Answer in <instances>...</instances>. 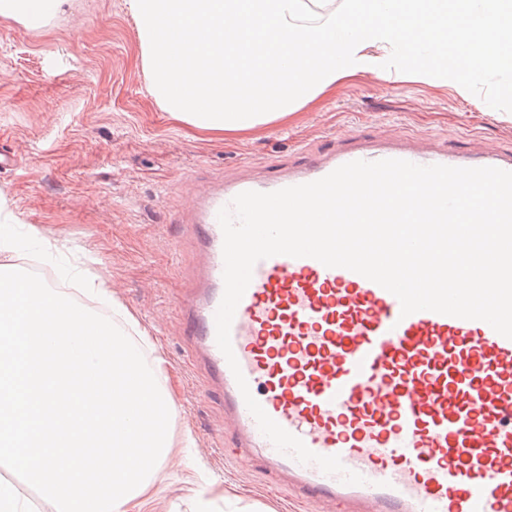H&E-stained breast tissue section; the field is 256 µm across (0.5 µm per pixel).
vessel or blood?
I'll list each match as a JSON object with an SVG mask.
<instances>
[{
  "label": "vessel or blood",
  "instance_id": "b4317fda",
  "mask_svg": "<svg viewBox=\"0 0 512 512\" xmlns=\"http://www.w3.org/2000/svg\"><path fill=\"white\" fill-rule=\"evenodd\" d=\"M497 167L512 154L455 152L423 137L352 138L271 180L240 179L208 193L196 219L193 298L185 326L221 393L242 448L316 504L342 512H512V339L481 320L399 300L362 275L311 257L275 255L253 268L231 325L251 394L314 453L339 456L351 485L278 451L261 433L216 342L224 293L219 211L245 191L273 192L356 161Z\"/></svg>",
  "mask_w": 512,
  "mask_h": 512
}]
</instances>
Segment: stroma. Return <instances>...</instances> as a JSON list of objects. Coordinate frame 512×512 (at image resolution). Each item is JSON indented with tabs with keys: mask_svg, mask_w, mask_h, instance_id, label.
<instances>
[{
	"mask_svg": "<svg viewBox=\"0 0 512 512\" xmlns=\"http://www.w3.org/2000/svg\"><path fill=\"white\" fill-rule=\"evenodd\" d=\"M127 0H71L44 29L0 17V201L20 224L39 225L65 249L53 261L22 252L14 264L59 270L87 251L97 273L165 360L177 406L170 465L142 512H194L193 489L215 512H317L235 445L224 409L193 361L181 305L195 265L196 233L182 223L196 186L250 173L263 179L304 163L330 141L423 136L460 150L512 153V112L461 96L451 80L385 78L367 70L327 89L288 118L248 133L194 134L146 93ZM192 435L194 448L183 446Z\"/></svg>",
	"mask_w": 512,
	"mask_h": 512,
	"instance_id": "stroma-1",
	"label": "stroma"
}]
</instances>
